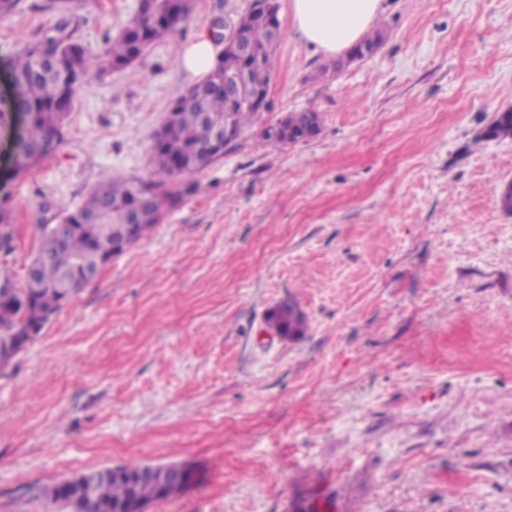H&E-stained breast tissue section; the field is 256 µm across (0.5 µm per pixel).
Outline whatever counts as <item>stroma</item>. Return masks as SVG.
I'll return each instance as SVG.
<instances>
[{
    "label": "stroma",
    "mask_w": 512,
    "mask_h": 512,
    "mask_svg": "<svg viewBox=\"0 0 512 512\" xmlns=\"http://www.w3.org/2000/svg\"><path fill=\"white\" fill-rule=\"evenodd\" d=\"M20 0L0 14V95L25 44L70 18L93 53L138 0ZM269 107L195 191L0 372V512L131 462L191 468L144 512H512V0H384L374 54L336 67L278 0ZM253 0H194L134 65L89 73L57 152L24 171L0 131L17 282L40 225L106 175L146 178L195 85L178 58ZM314 138L265 143L290 112ZM304 312L285 340L265 317ZM484 137L488 139H512V108L496 113L494 119L486 128Z\"/></svg>",
    "instance_id": "stroma-1"
}]
</instances>
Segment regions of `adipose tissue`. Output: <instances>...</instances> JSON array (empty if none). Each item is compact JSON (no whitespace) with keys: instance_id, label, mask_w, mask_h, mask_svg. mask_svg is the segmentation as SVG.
Masks as SVG:
<instances>
[{"instance_id":"adipose-tissue-1","label":"adipose tissue","mask_w":512,"mask_h":512,"mask_svg":"<svg viewBox=\"0 0 512 512\" xmlns=\"http://www.w3.org/2000/svg\"><path fill=\"white\" fill-rule=\"evenodd\" d=\"M301 38L318 51L336 54L351 48L383 10V0H291Z\"/></svg>"}]
</instances>
